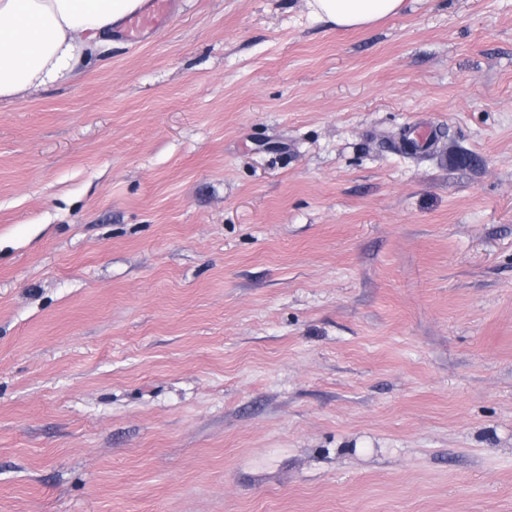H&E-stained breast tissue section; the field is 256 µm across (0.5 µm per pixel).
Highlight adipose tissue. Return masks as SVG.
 Returning <instances> with one entry per match:
<instances>
[{
    "mask_svg": "<svg viewBox=\"0 0 512 512\" xmlns=\"http://www.w3.org/2000/svg\"><path fill=\"white\" fill-rule=\"evenodd\" d=\"M405 0H309L313 15L350 29L399 14ZM145 0H0V98L66 78Z\"/></svg>",
    "mask_w": 512,
    "mask_h": 512,
    "instance_id": "1",
    "label": "adipose tissue"
}]
</instances>
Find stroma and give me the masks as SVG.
Returning a JSON list of instances; mask_svg holds the SVG:
<instances>
[{
	"mask_svg": "<svg viewBox=\"0 0 512 512\" xmlns=\"http://www.w3.org/2000/svg\"><path fill=\"white\" fill-rule=\"evenodd\" d=\"M172 7L0 100V512H512V0ZM406 0H309L312 14L339 28H357L399 14Z\"/></svg>",
	"mask_w": 512,
	"mask_h": 512,
	"instance_id": "stroma-1",
	"label": "stroma"
}]
</instances>
